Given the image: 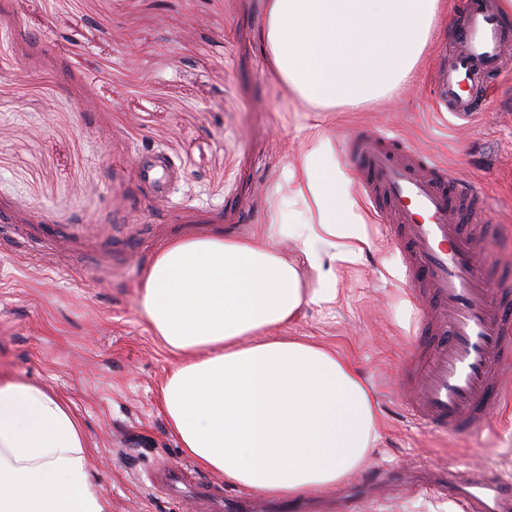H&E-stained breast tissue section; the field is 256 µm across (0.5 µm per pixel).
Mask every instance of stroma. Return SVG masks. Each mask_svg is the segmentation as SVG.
Wrapping results in <instances>:
<instances>
[{
  "label": "stroma",
  "instance_id": "stroma-1",
  "mask_svg": "<svg viewBox=\"0 0 512 512\" xmlns=\"http://www.w3.org/2000/svg\"><path fill=\"white\" fill-rule=\"evenodd\" d=\"M445 3L411 86L322 112L273 80L264 0H0V377L72 403L111 512H171L145 477L190 462L158 404L174 359L138 307L170 242L247 238L280 215L306 223L289 164L319 141L346 169L343 138L361 129L404 135L482 182L492 222L512 227V65L473 120L431 111L461 0ZM146 159L158 183L140 177ZM361 216L363 252L337 267L334 310L306 306L284 333L335 347L376 398L381 439L349 484L388 479L362 512H462L396 474L435 464L453 482L512 478V406L475 434L414 427L405 368L419 303L386 223Z\"/></svg>",
  "mask_w": 512,
  "mask_h": 512
}]
</instances>
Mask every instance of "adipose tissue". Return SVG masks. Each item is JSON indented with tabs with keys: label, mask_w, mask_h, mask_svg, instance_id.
I'll return each instance as SVG.
<instances>
[{
	"label": "adipose tissue",
	"mask_w": 512,
	"mask_h": 512,
	"mask_svg": "<svg viewBox=\"0 0 512 512\" xmlns=\"http://www.w3.org/2000/svg\"><path fill=\"white\" fill-rule=\"evenodd\" d=\"M441 0H266L270 73L294 98L356 107L409 86ZM308 223L260 225L248 238L178 239L148 266L141 314L178 361L159 405L203 470L247 492L297 495L353 477L380 437L373 394L335 349L281 335L301 308L337 298L336 266L362 252L348 179L315 146L286 174ZM292 241L317 285H302ZM0 512H110L90 475L70 404L0 378Z\"/></svg>",
	"instance_id": "ef3b65f1"
}]
</instances>
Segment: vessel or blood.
I'll use <instances>...</instances> for the list:
<instances>
[{"instance_id":"obj_1","label":"vessel or blood","mask_w":512,"mask_h":512,"mask_svg":"<svg viewBox=\"0 0 512 512\" xmlns=\"http://www.w3.org/2000/svg\"><path fill=\"white\" fill-rule=\"evenodd\" d=\"M455 49L434 75V108L454 119L481 112L475 85L499 74L512 56V28L495 0H465L454 29ZM355 186L389 231L405 284L425 302L416 324L418 348L407 411L426 432L483 430L495 409L512 400V277L492 280L495 252L467 223L487 222L484 190L459 178L396 137L360 131L345 141ZM149 480L173 503L194 497L199 512H223L220 489L202 482L190 466H159ZM466 502L476 512H512V481H469Z\"/></svg>"}]
</instances>
